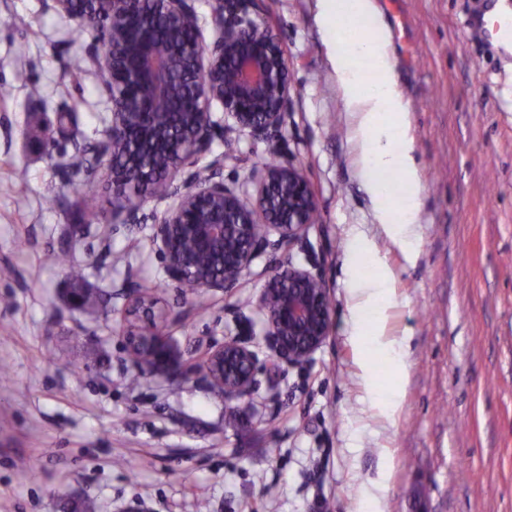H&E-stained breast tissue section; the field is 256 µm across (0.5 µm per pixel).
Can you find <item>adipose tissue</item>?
I'll return each mask as SVG.
<instances>
[{
	"mask_svg": "<svg viewBox=\"0 0 512 512\" xmlns=\"http://www.w3.org/2000/svg\"><path fill=\"white\" fill-rule=\"evenodd\" d=\"M357 13L367 18L372 31L353 41L345 51L336 54V80L342 90L345 109L353 119L360 143L361 161L370 176L369 193L373 199H384L385 188L375 178L376 172L395 171L401 174L405 187L404 209L399 217L379 211L378 220L388 236L406 252H415L419 239L418 222L421 185L410 156L407 106L398 88L388 50L386 25L374 0H356ZM367 58L375 62L381 77L373 87H364L354 68L353 59ZM353 318H360L364 309L375 306L391 295V276L380 272L372 277L352 276L349 284Z\"/></svg>",
	"mask_w": 512,
	"mask_h": 512,
	"instance_id": "ef3b65f1",
	"label": "adipose tissue"
}]
</instances>
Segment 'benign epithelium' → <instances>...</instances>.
I'll list each match as a JSON object with an SVG mask.
<instances>
[{"label": "benign epithelium", "mask_w": 512, "mask_h": 512, "mask_svg": "<svg viewBox=\"0 0 512 512\" xmlns=\"http://www.w3.org/2000/svg\"><path fill=\"white\" fill-rule=\"evenodd\" d=\"M254 0H213V24L217 35L206 44L198 29L191 37L163 50L158 28L173 29L196 14L195 0H154V21L131 40L128 20L145 15V0H55L57 10L80 26L96 32L108 47L94 57L108 73L104 86L111 103L112 120L104 139L88 145L93 158L106 156L107 148L125 142L131 134L130 107H136L139 140L161 142L173 152L166 169H156L134 158L112 164V180H129L137 197L120 207L122 223L141 224L144 199L154 181L166 187L174 204L155 224L170 277L182 284L190 253L223 254L220 273L199 281L207 290L229 292L236 288L253 261L271 244L292 247L312 224L316 210L314 191L302 172L290 163L264 169L252 200L224 184V158L213 160L207 176L193 172L215 134L224 126L212 118V104L224 107V117L255 139L280 134L290 96L285 51L263 18L254 12ZM183 63L185 96L192 99L167 121L156 117L151 102L172 93V57ZM183 180H177L181 174ZM276 240H271V235ZM190 242L192 252L178 247ZM142 308L141 318L150 324L151 304L137 288L130 291L128 308ZM263 336L277 357L292 365L309 358L328 335L331 304L321 278L294 266L277 269L261 299ZM140 345L149 365L170 371V352L156 340L153 330L136 334L130 345ZM214 388L227 400L247 396L254 384V352L235 338L206 352L202 360Z\"/></svg>", "instance_id": "1"}]
</instances>
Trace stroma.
I'll return each mask as SVG.
<instances>
[{"mask_svg": "<svg viewBox=\"0 0 512 512\" xmlns=\"http://www.w3.org/2000/svg\"><path fill=\"white\" fill-rule=\"evenodd\" d=\"M376 2L422 186L416 254L388 237L366 191L331 66L344 18L329 32L317 0H255L288 53L283 136L229 129L200 162L223 155L225 184L247 196L265 161L291 162L317 220L224 293L169 277L154 221L171 199L148 196L144 223L119 224L108 163L66 168L109 125L103 73L71 68L92 32L53 0H0V512H62L74 497L96 512H512V53L467 27L485 0ZM353 228L393 278L377 325L406 341L403 368L370 369L376 350L353 336L375 325L351 320ZM73 262L97 307L70 304ZM278 264L318 271L332 302L328 337L295 366L263 337L259 299ZM133 288L163 311L177 376L132 363ZM230 338L258 359L250 396L231 401L198 368ZM392 388L389 417L377 396Z\"/></svg>", "mask_w": 512, "mask_h": 512, "instance_id": "stroma-1", "label": "stroma"}]
</instances>
